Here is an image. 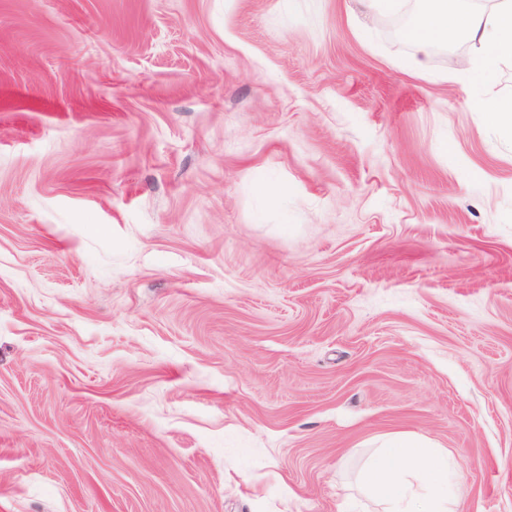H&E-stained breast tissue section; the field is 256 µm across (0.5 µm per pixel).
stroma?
I'll list each match as a JSON object with an SVG mask.
<instances>
[{
    "instance_id": "35a3bbf8",
    "label": "stroma",
    "mask_w": 512,
    "mask_h": 512,
    "mask_svg": "<svg viewBox=\"0 0 512 512\" xmlns=\"http://www.w3.org/2000/svg\"><path fill=\"white\" fill-rule=\"evenodd\" d=\"M421 7L0 0V512H512V60ZM481 112H486L490 121L502 132L512 135V98L487 99L478 103ZM423 481L422 491L412 479ZM363 483L386 505L385 512H456L448 484V453L416 437L385 439L367 462Z\"/></svg>"
}]
</instances>
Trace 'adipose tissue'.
<instances>
[{
  "instance_id": "obj_1",
  "label": "adipose tissue",
  "mask_w": 512,
  "mask_h": 512,
  "mask_svg": "<svg viewBox=\"0 0 512 512\" xmlns=\"http://www.w3.org/2000/svg\"><path fill=\"white\" fill-rule=\"evenodd\" d=\"M407 38L415 47L405 63L411 72H424L436 48L464 38L476 49L474 70L493 74L512 58V0H491L479 11L467 10L461 0H424ZM363 483L386 512H454L448 456L420 438L385 439L367 462Z\"/></svg>"
}]
</instances>
